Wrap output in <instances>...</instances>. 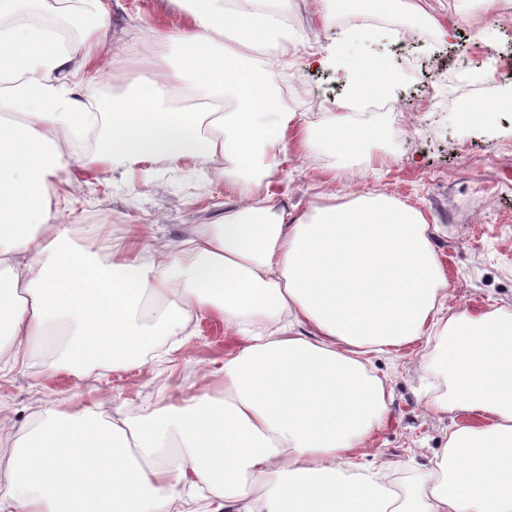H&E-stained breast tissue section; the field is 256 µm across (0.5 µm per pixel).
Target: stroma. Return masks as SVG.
I'll return each mask as SVG.
<instances>
[{
  "instance_id": "1",
  "label": "stroma",
  "mask_w": 512,
  "mask_h": 512,
  "mask_svg": "<svg viewBox=\"0 0 512 512\" xmlns=\"http://www.w3.org/2000/svg\"><path fill=\"white\" fill-rule=\"evenodd\" d=\"M107 31L125 48L126 66L112 78L84 73V97L96 121L72 137L75 156L92 152L106 110L104 89L114 99L156 78L155 63H173L176 45L153 37L174 31L183 16L168 0H121ZM409 0H393L385 27L357 26L355 14L323 20L322 0H295L291 28L301 44L277 82L282 104L303 124L322 132L333 124L361 127L374 138L354 155L319 146L287 151L271 177L269 206L294 214L318 204L321 194H385L421 208L436 224L432 245L448 274V305L481 313L512 314V112L474 120L470 107L501 99L512 87V0L479 15L463 11V0H441L436 15L448 27L441 37L414 14ZM360 30L356 54L383 60L399 78L387 108L362 112L344 108V89L325 69L305 62L306 49L324 45L343 31ZM60 196L53 221L67 225L73 246L87 244L86 229L104 225L113 233L128 224H155L161 238L182 239L223 223L236 197L224 187L215 164L187 158L149 168L98 171L76 164L52 179ZM245 344L241 332L198 314L181 336H164L143 363L126 369L91 365L73 375L47 364L52 351L32 348L24 361L0 362V409L17 425H28L53 402L94 404L106 416L150 412L195 392L202 371L223 366ZM437 352L419 341L396 354L373 356L379 376L390 381L386 422L373 438L369 460L389 466L397 484L421 482L433 468L432 451L467 415L428 407L435 389L421 386L409 363Z\"/></svg>"
}]
</instances>
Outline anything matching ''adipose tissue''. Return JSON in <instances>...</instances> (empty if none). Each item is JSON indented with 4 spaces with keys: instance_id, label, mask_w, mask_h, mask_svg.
Instances as JSON below:
<instances>
[{
    "instance_id": "obj_1",
    "label": "adipose tissue",
    "mask_w": 512,
    "mask_h": 512,
    "mask_svg": "<svg viewBox=\"0 0 512 512\" xmlns=\"http://www.w3.org/2000/svg\"><path fill=\"white\" fill-rule=\"evenodd\" d=\"M170 2L186 24L158 38L182 47L181 63L108 112L82 163L108 174L219 159L239 202L216 231L152 250L150 224L118 238L92 230V248L77 249L51 221L50 179L86 109L73 63L103 76L122 66L104 57L111 7L94 0L78 18L80 44L67 46L28 22L43 0H0V111L17 115L0 120V357L61 334L59 360L78 374L142 361L159 337L184 332L192 310L232 329L247 316L277 326L204 372L178 405L115 421L53 403L20 430L0 420V512H172L188 486L223 500L208 512H512V317L449 312L448 278L416 206L359 196L292 224L266 206L279 154L314 145L272 91L297 47L284 22L292 0ZM357 40L337 35L307 62L348 94L394 91L384 68L353 60ZM185 93L209 111L177 107ZM431 336L454 377L433 410L480 422L451 432L428 481L399 494L363 461L388 410L370 357ZM168 447L175 464H159Z\"/></svg>"
}]
</instances>
